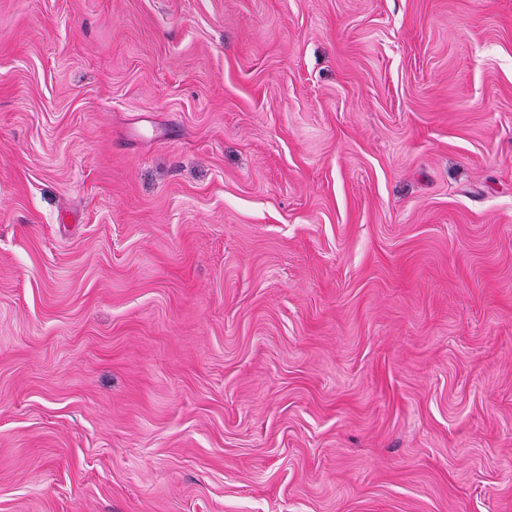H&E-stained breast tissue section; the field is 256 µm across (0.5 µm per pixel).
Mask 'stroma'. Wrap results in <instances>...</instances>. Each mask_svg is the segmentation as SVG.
Segmentation results:
<instances>
[{
	"mask_svg": "<svg viewBox=\"0 0 512 512\" xmlns=\"http://www.w3.org/2000/svg\"><path fill=\"white\" fill-rule=\"evenodd\" d=\"M0 512H512V0H0Z\"/></svg>",
	"mask_w": 512,
	"mask_h": 512,
	"instance_id": "35a3bbf8",
	"label": "stroma"
}]
</instances>
